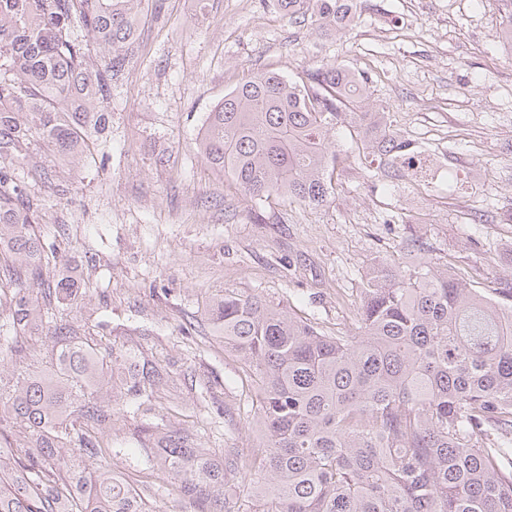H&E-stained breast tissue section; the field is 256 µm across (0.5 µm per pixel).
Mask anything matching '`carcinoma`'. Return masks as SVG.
Returning a JSON list of instances; mask_svg holds the SVG:
<instances>
[{"label":"carcinoma","instance_id":"obj_1","mask_svg":"<svg viewBox=\"0 0 512 512\" xmlns=\"http://www.w3.org/2000/svg\"><path fill=\"white\" fill-rule=\"evenodd\" d=\"M341 30L356 0H286ZM142 0H0V512H154L146 482L106 462L112 397L152 406L172 371L129 349L101 355L74 273L42 279L40 199L16 176L41 139L73 164L112 127V86L134 57ZM368 82L345 65L307 83L261 72L208 115L199 151L250 201L335 197L347 128L402 152L383 112H351ZM55 196L69 186L41 171ZM242 357L261 438L217 452L166 424L140 454L179 482L194 512H512V280L480 294L448 270L369 273L358 333L331 336L278 304L226 288L206 312ZM49 336L40 355L34 336ZM5 365L12 366L8 371ZM103 464L92 469L86 458ZM247 482L246 500L235 481Z\"/></svg>","mask_w":512,"mask_h":512}]
</instances>
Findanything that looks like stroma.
Wrapping results in <instances>:
<instances>
[{"mask_svg":"<svg viewBox=\"0 0 512 512\" xmlns=\"http://www.w3.org/2000/svg\"><path fill=\"white\" fill-rule=\"evenodd\" d=\"M503 0H362L341 31L292 23L278 0H145L112 128L80 167L32 143L19 175L43 199L35 230L52 280L79 272L80 310L102 353L127 348L174 378L153 411L114 404L112 468L141 474L136 428L165 422L216 450L252 448L254 391L206 320L224 289L285 305L321 331L355 334L367 275L448 269L481 292L512 274V43ZM340 62L368 80L367 112L388 113L412 153L370 178L364 144L336 136L335 199L258 207L199 153L209 112L255 73L293 81ZM415 165L414 177L400 169ZM72 191L50 196L41 170ZM418 241L415 251L405 240Z\"/></svg>","mask_w":512,"mask_h":512,"instance_id":"35a3bbf8","label":"stroma"}]
</instances>
